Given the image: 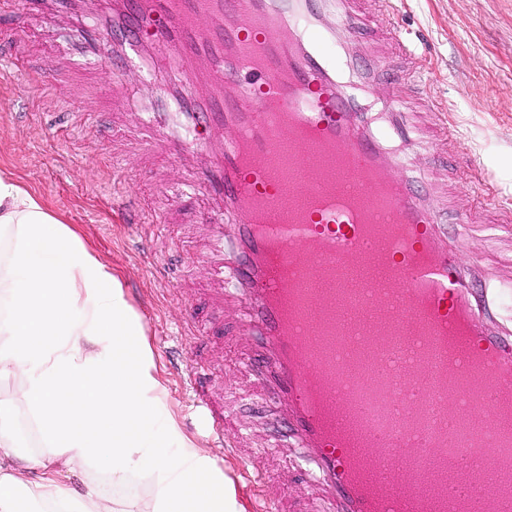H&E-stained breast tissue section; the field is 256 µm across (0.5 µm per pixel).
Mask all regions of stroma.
I'll return each mask as SVG.
<instances>
[{"instance_id":"1","label":"stroma","mask_w":512,"mask_h":512,"mask_svg":"<svg viewBox=\"0 0 512 512\" xmlns=\"http://www.w3.org/2000/svg\"><path fill=\"white\" fill-rule=\"evenodd\" d=\"M341 0H324L321 24L358 64L378 63L368 95L389 99L395 75L411 82L399 109L406 137L389 142L400 160L394 177L423 179L427 205L455 223L496 227L497 242L472 241L464 267L477 268L487 287L503 288L512 269V0H379L375 13L360 11L342 28ZM46 20L0 15V56L24 62L21 80L0 83V171L10 173L122 283L140 316L156 375L167 392L164 413L207 450L229 480L244 512L261 500V483L302 489L297 452L267 445L274 407L259 408V383L246 372L241 351L249 329L225 304V324L236 333L216 341L180 335L185 300L213 299L203 252L208 200L183 193L196 161L166 152L140 154L147 135L139 115L151 111L153 82L122 62L93 60L81 37L83 12L44 6ZM401 31L410 54L390 56L388 35ZM59 77L29 94L25 82L46 67ZM119 191L134 205L160 207L168 223L120 222L101 202ZM187 372L224 394L231 425L226 446L212 444L181 382Z\"/></svg>"}]
</instances>
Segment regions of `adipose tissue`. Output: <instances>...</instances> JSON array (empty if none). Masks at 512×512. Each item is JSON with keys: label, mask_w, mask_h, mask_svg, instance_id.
<instances>
[{"label": "adipose tissue", "mask_w": 512, "mask_h": 512, "mask_svg": "<svg viewBox=\"0 0 512 512\" xmlns=\"http://www.w3.org/2000/svg\"><path fill=\"white\" fill-rule=\"evenodd\" d=\"M3 230L0 379L24 374L18 399L58 468L22 454L11 424L18 399L0 398V512H242L210 454L162 415L166 392L121 282L1 171ZM90 467L116 484L143 473L155 495L117 501L92 485L79 497L59 476ZM33 469L37 477L23 478Z\"/></svg>", "instance_id": "adipose-tissue-1"}]
</instances>
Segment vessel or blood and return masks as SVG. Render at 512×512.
<instances>
[{
    "instance_id": "vessel-or-blood-1",
    "label": "vessel or blood",
    "mask_w": 512,
    "mask_h": 512,
    "mask_svg": "<svg viewBox=\"0 0 512 512\" xmlns=\"http://www.w3.org/2000/svg\"><path fill=\"white\" fill-rule=\"evenodd\" d=\"M317 0H130L114 17L133 66L173 72L171 89L142 122L150 153L201 151L183 129L233 134L194 175L192 190L218 198L208 214L215 276L244 307L252 340L244 362L266 402L286 416L278 433L313 463L334 512H512V435L458 440L449 430L470 411L512 422V328L490 329L491 293L476 294L457 261L466 239L422 204L411 181L388 176L383 134H360L353 62L316 27ZM306 156H338L337 181L298 186L301 205L281 207L270 169L284 138ZM245 223H235V215ZM383 260L389 279L362 288L357 304L378 312L347 330L324 362L308 355L311 320H297L285 269L339 274ZM414 334L400 344L402 326ZM374 343L378 369L352 382V347ZM192 405L215 439L229 417L189 375ZM445 476L423 497L419 459Z\"/></svg>"
}]
</instances>
